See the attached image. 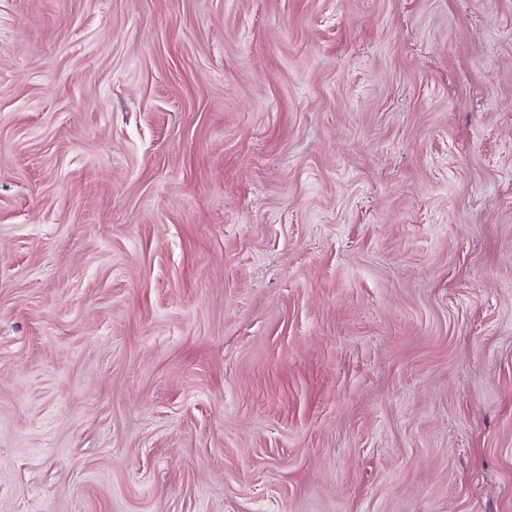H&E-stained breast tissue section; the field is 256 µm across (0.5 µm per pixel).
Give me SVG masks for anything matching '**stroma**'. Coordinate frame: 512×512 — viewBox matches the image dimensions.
Returning <instances> with one entry per match:
<instances>
[{
  "label": "stroma",
  "mask_w": 512,
  "mask_h": 512,
  "mask_svg": "<svg viewBox=\"0 0 512 512\" xmlns=\"http://www.w3.org/2000/svg\"><path fill=\"white\" fill-rule=\"evenodd\" d=\"M0 512H512V0H0Z\"/></svg>",
  "instance_id": "stroma-1"
}]
</instances>
